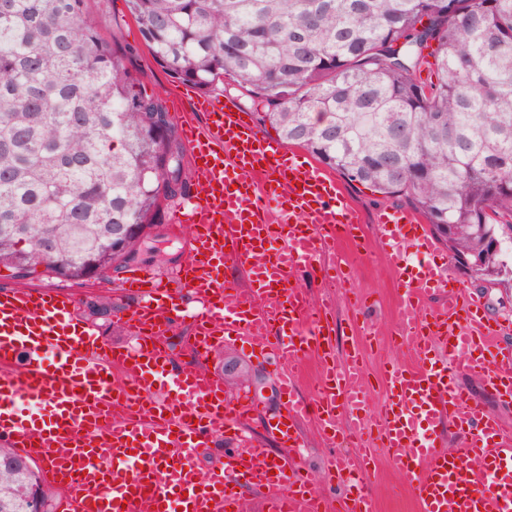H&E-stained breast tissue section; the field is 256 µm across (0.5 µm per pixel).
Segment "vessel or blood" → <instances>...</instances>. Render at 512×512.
<instances>
[{
    "label": "vessel or blood",
    "instance_id": "b4317fda",
    "mask_svg": "<svg viewBox=\"0 0 512 512\" xmlns=\"http://www.w3.org/2000/svg\"><path fill=\"white\" fill-rule=\"evenodd\" d=\"M178 123L197 178L193 203L177 206L173 221L192 225L191 244L172 282L140 267L124 278L141 299L127 318L130 345L112 346L83 324L67 291H0V441L45 460L63 490L58 512H246L252 489L262 490L264 512H324L326 494L295 453L298 426L310 419L334 449L335 512H378L376 469L353 474L341 454L350 438L370 435L416 512H512V427L468 403L454 382L475 375L512 398V345L501 343L502 326L484 304L455 285L416 215L386 208L375 221L376 250L399 290L388 338L362 322L335 358L331 310L312 303L299 278L348 282L341 264L324 258L356 242L358 211L322 167L287 153L232 105L197 99ZM234 264L247 287L225 277ZM187 294L200 303L197 360L231 336L270 359L284 404L266 429L284 454L238 435L236 422L254 408L249 398L224 396L222 380L183 368L159 343ZM390 343L406 347L409 360L384 363L374 410L362 348ZM311 358L322 372L306 399L297 382ZM446 424L457 437L451 448L434 438ZM218 434L221 462L200 474L195 461Z\"/></svg>",
    "mask_w": 512,
    "mask_h": 512
}]
</instances>
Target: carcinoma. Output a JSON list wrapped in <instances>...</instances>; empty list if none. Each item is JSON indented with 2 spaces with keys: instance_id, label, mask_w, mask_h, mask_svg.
<instances>
[{
  "instance_id": "cac0c4a2",
  "label": "carcinoma",
  "mask_w": 512,
  "mask_h": 512,
  "mask_svg": "<svg viewBox=\"0 0 512 512\" xmlns=\"http://www.w3.org/2000/svg\"><path fill=\"white\" fill-rule=\"evenodd\" d=\"M87 4L0 0V265L78 284L112 270L114 224L126 266L153 261L149 230L190 180L175 116ZM126 4L171 78L205 93L230 80L288 143L404 199L453 258L508 273L490 241L512 243V0ZM0 512H52L4 448Z\"/></svg>"
}]
</instances>
